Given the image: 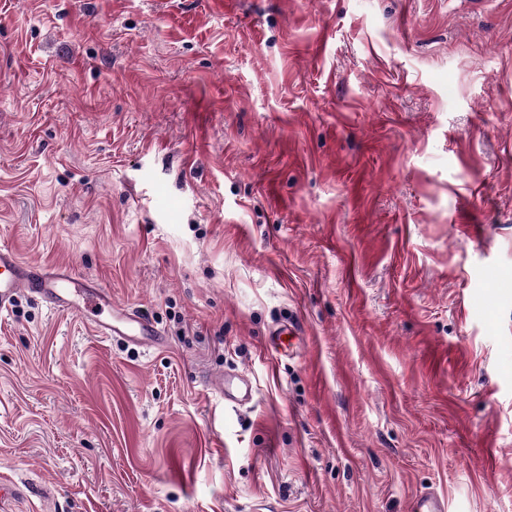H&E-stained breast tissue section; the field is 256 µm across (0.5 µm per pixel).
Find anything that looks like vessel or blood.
Instances as JSON below:
<instances>
[{
	"label": "vessel or blood",
	"mask_w": 512,
	"mask_h": 512,
	"mask_svg": "<svg viewBox=\"0 0 512 512\" xmlns=\"http://www.w3.org/2000/svg\"><path fill=\"white\" fill-rule=\"evenodd\" d=\"M23 294L39 298L56 311L90 313L95 331L149 349L158 345L161 329L144 314L112 300L110 289L97 281L75 277L68 267H47L23 261L13 250L0 247V313L9 311ZM225 400L242 404L252 388L242 377L224 374L215 382ZM411 512H448V499L428 488L415 495Z\"/></svg>",
	"instance_id": "obj_1"
}]
</instances>
